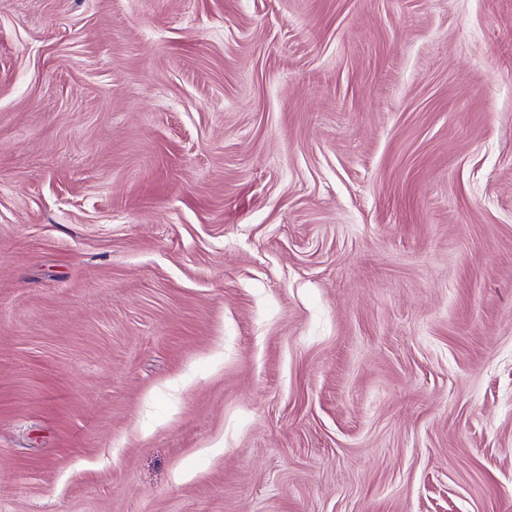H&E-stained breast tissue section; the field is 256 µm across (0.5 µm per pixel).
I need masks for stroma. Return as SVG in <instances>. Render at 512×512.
Wrapping results in <instances>:
<instances>
[{
	"mask_svg": "<svg viewBox=\"0 0 512 512\" xmlns=\"http://www.w3.org/2000/svg\"><path fill=\"white\" fill-rule=\"evenodd\" d=\"M0 512H512V0H0Z\"/></svg>",
	"mask_w": 512,
	"mask_h": 512,
	"instance_id": "obj_1",
	"label": "stroma"
}]
</instances>
